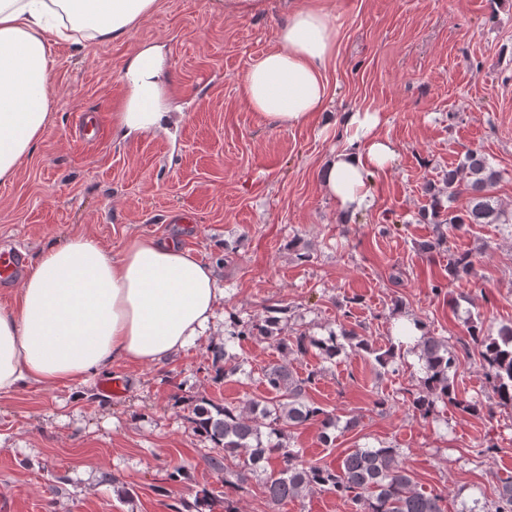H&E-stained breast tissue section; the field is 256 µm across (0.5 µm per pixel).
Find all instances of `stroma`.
Instances as JSON below:
<instances>
[{
  "label": "stroma",
  "instance_id": "1",
  "mask_svg": "<svg viewBox=\"0 0 512 512\" xmlns=\"http://www.w3.org/2000/svg\"><path fill=\"white\" fill-rule=\"evenodd\" d=\"M323 3L337 31L328 110L336 119L379 112L396 150L372 177L369 210L342 219L323 189L342 129L273 124L241 95L248 68L275 45L285 0L226 16L211 0H158L128 35L54 45L46 131L0 184V250L29 262L75 235L114 253L132 237H174L215 266L224 307L242 320L278 302L294 332L322 338L345 328L374 350L402 345L401 358L384 368L349 349L327 362L314 350L287 357L249 341L234 348L243 373L217 382L209 348L229 329L219 318L162 364L114 363L108 376L120 394L105 393L98 377L79 399L61 386L0 397V512H195L205 495L211 512H224L228 497L239 512H355L329 492L270 503L262 472L228 492L206 465L210 445L187 421L196 401L264 398L262 370L283 361L301 376L317 372L307 399L337 418L328 433L317 422L291 429L288 444L305 459L333 466L357 448H398L416 488L443 495L445 512L492 503L512 479V409L497 407L478 354L461 356L452 383L483 411L442 404L423 419L409 403L422 375L417 339L400 332L415 320L455 348L472 322L489 336L512 324V227L456 231L422 217L428 188L443 186L475 149L500 174L495 201L512 210V0ZM144 43L165 59L162 130L122 123L129 90L120 72ZM84 112L100 118L91 141L74 133ZM441 236L446 247L421 251ZM461 253L472 270L449 279L448 260ZM353 417L357 426L347 427ZM176 467L185 473L174 484Z\"/></svg>",
  "mask_w": 512,
  "mask_h": 512
}]
</instances>
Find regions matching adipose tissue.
<instances>
[{
  "instance_id": "adipose-tissue-1",
  "label": "adipose tissue",
  "mask_w": 512,
  "mask_h": 512,
  "mask_svg": "<svg viewBox=\"0 0 512 512\" xmlns=\"http://www.w3.org/2000/svg\"><path fill=\"white\" fill-rule=\"evenodd\" d=\"M157 0H0V183L13 180L47 125L54 105L52 47L78 32L122 36L156 9ZM276 45L247 70L250 108L286 126L327 111V69L336 29L311 0H288ZM160 47L144 44L120 74L129 88L124 114L132 130L166 118ZM346 147L322 171L326 194L343 218L368 210L372 173L395 159L378 113H345ZM224 288L215 268L176 240L133 239L119 253L90 235L43 251L29 266L15 306L0 307V397L33 386H89L113 362L156 365L208 334Z\"/></svg>"
}]
</instances>
